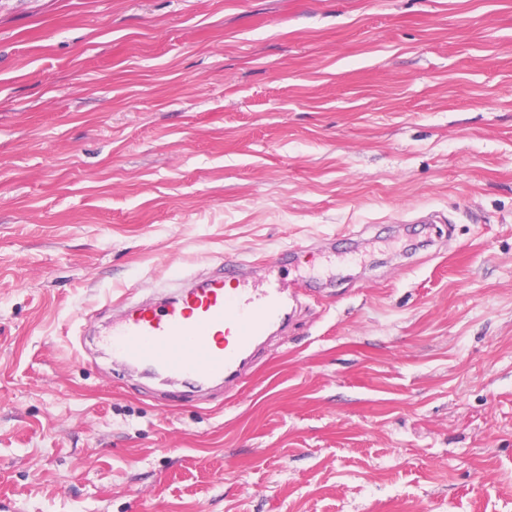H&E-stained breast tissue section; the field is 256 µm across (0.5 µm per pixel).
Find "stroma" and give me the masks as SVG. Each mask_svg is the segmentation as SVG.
<instances>
[{"label": "stroma", "mask_w": 512, "mask_h": 512, "mask_svg": "<svg viewBox=\"0 0 512 512\" xmlns=\"http://www.w3.org/2000/svg\"><path fill=\"white\" fill-rule=\"evenodd\" d=\"M321 275L241 390L76 314ZM512 512V0H0V502Z\"/></svg>", "instance_id": "stroma-1"}]
</instances>
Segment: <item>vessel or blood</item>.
Masks as SVG:
<instances>
[{"label": "vessel or blood", "mask_w": 512, "mask_h": 512, "mask_svg": "<svg viewBox=\"0 0 512 512\" xmlns=\"http://www.w3.org/2000/svg\"><path fill=\"white\" fill-rule=\"evenodd\" d=\"M239 261L225 259L205 275L179 279L161 301H121L96 332L99 346L128 367L203 390L243 385L257 339L287 326L279 280L250 287Z\"/></svg>", "instance_id": "b4317fda"}]
</instances>
